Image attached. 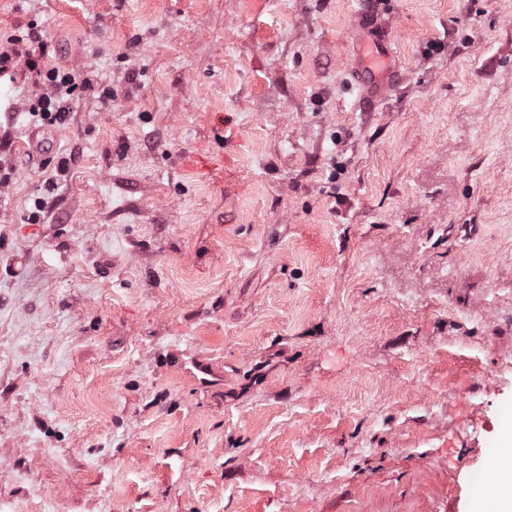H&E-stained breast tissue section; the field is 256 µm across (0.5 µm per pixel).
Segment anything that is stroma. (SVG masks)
I'll return each instance as SVG.
<instances>
[{
	"label": "stroma",
	"mask_w": 512,
	"mask_h": 512,
	"mask_svg": "<svg viewBox=\"0 0 512 512\" xmlns=\"http://www.w3.org/2000/svg\"><path fill=\"white\" fill-rule=\"evenodd\" d=\"M360 7L0 0V51L37 26L79 84L41 127L0 74V512H471L493 483L512 0H384L373 111ZM366 75L368 77H383L377 76L373 70H361L360 71V87H361V96L365 102H368L370 105L374 106L383 96L384 91L388 87L387 81H375L373 83L365 80Z\"/></svg>",
	"instance_id": "1"
}]
</instances>
